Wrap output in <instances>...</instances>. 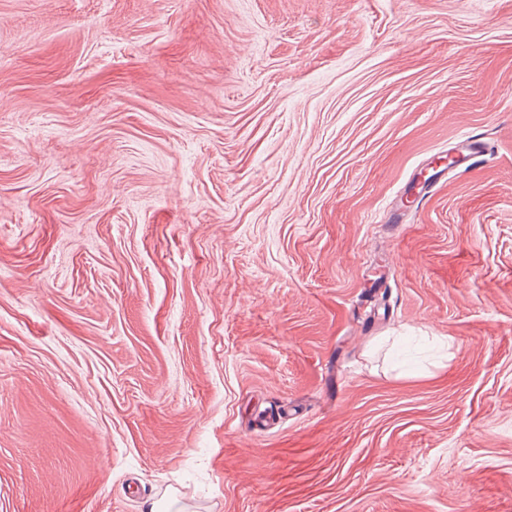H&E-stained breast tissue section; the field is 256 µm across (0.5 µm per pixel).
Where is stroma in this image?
<instances>
[{"mask_svg":"<svg viewBox=\"0 0 512 512\" xmlns=\"http://www.w3.org/2000/svg\"><path fill=\"white\" fill-rule=\"evenodd\" d=\"M166 494L512 512V0H0V512ZM452 151L456 154L458 161L465 162L486 155L488 146L478 135L467 133L456 139Z\"/></svg>","mask_w":512,"mask_h":512,"instance_id":"35a3bbf8","label":"stroma"}]
</instances>
